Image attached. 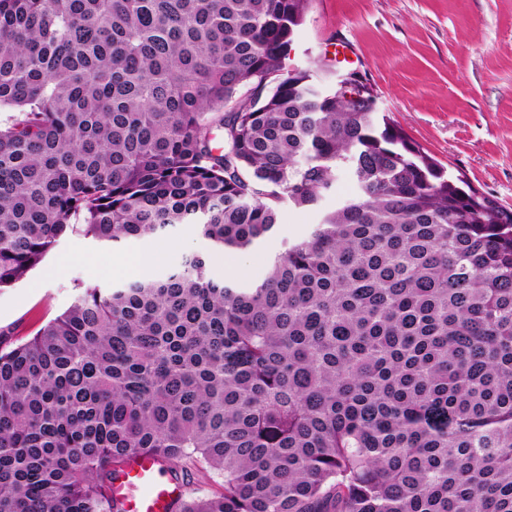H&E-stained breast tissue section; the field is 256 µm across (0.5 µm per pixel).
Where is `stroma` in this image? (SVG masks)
Listing matches in <instances>:
<instances>
[{
	"instance_id": "35a3bbf8",
	"label": "stroma",
	"mask_w": 512,
	"mask_h": 512,
	"mask_svg": "<svg viewBox=\"0 0 512 512\" xmlns=\"http://www.w3.org/2000/svg\"><path fill=\"white\" fill-rule=\"evenodd\" d=\"M340 42L375 85L380 111L442 170L512 209V0H312L287 64L335 68ZM353 192L342 175L319 208L282 205L278 232L240 254L241 281ZM201 246L194 227L180 225L118 248L131 258L119 278L159 277ZM102 253L84 236L63 238L22 281L0 290V331L33 336L70 306L76 285L112 283L88 265Z\"/></svg>"
}]
</instances>
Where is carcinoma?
<instances>
[{"label":"carcinoma","instance_id":"1","mask_svg":"<svg viewBox=\"0 0 512 512\" xmlns=\"http://www.w3.org/2000/svg\"><path fill=\"white\" fill-rule=\"evenodd\" d=\"M310 0H0V289L60 240L193 225L245 252L89 286L0 339V512H512V210L444 175L357 72L284 65ZM354 184L350 178L341 175L336 184V191L331 196L325 197L321 201L319 209L312 208H296L292 205L285 203L281 207L280 225L278 232L267 238L261 248L254 252L239 253L233 259L240 260L244 264V269L240 276H217L211 267L212 273L221 280H232L237 282H246L255 277L261 270L264 260L270 254L279 251L282 248V243L304 235L312 224H317L322 216V212L333 209L336 205V200L350 196L354 193ZM184 492L185 488L150 455L130 461L111 486L112 496L123 502L126 512H171L173 502Z\"/></svg>","mask_w":512,"mask_h":512}]
</instances>
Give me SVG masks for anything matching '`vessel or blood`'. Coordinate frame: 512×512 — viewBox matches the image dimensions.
<instances>
[{
  "label": "vessel or blood",
  "instance_id": "vessel-or-blood-1",
  "mask_svg": "<svg viewBox=\"0 0 512 512\" xmlns=\"http://www.w3.org/2000/svg\"><path fill=\"white\" fill-rule=\"evenodd\" d=\"M184 492V487L150 455L130 461L111 486L113 497L123 503L125 512H171L173 502Z\"/></svg>",
  "mask_w": 512,
  "mask_h": 512
}]
</instances>
